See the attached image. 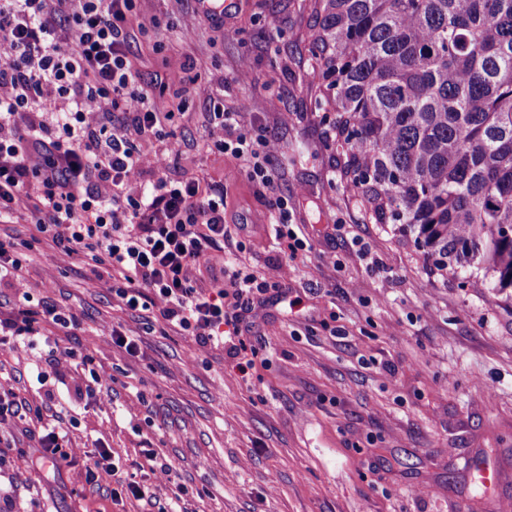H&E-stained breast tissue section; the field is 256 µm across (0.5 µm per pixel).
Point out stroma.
Masks as SVG:
<instances>
[{
	"label": "stroma",
	"instance_id": "1",
	"mask_svg": "<svg viewBox=\"0 0 512 512\" xmlns=\"http://www.w3.org/2000/svg\"><path fill=\"white\" fill-rule=\"evenodd\" d=\"M223 28L194 0H136L140 27L128 53L138 85L170 115L142 152L169 143L179 171L227 189L230 238L214 268L272 274L291 267L288 294L255 299L242 314L254 365L240 373L228 348L132 310L104 270L96 286L83 259L52 260L32 218L0 223L22 275L40 284L32 308L81 316L67 336L40 321L24 344L0 347L23 421L0 437V512H492L512 506V300L461 274L436 279L412 240L366 217L341 180L333 113L324 111L302 55L312 21L297 0H239ZM190 57L194 69L172 67ZM249 59L240 78L241 59ZM245 128L275 140L279 193L307 243L287 259L269 222L270 195L244 163L206 145L211 99ZM287 122H280V114ZM121 329L131 356L113 345ZM73 351L64 375L41 379L50 352ZM111 374L98 400L91 371ZM62 426L79 447L112 451L119 478L145 496L116 497L88 482V459L44 469L28 437ZM153 449L148 460L145 449ZM170 464L158 482L153 461ZM496 471L492 494L478 469Z\"/></svg>",
	"mask_w": 512,
	"mask_h": 512
}]
</instances>
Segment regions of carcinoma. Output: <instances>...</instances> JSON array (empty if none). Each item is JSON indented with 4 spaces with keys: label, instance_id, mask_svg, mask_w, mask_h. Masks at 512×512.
I'll use <instances>...</instances> for the list:
<instances>
[{
    "label": "carcinoma",
    "instance_id": "carcinoma-1",
    "mask_svg": "<svg viewBox=\"0 0 512 512\" xmlns=\"http://www.w3.org/2000/svg\"><path fill=\"white\" fill-rule=\"evenodd\" d=\"M311 81L369 219L512 299V0H302Z\"/></svg>",
    "mask_w": 512,
    "mask_h": 512
}]
</instances>
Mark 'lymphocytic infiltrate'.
Returning a JSON list of instances; mask_svg holds the SVG:
<instances>
[{
  "mask_svg": "<svg viewBox=\"0 0 512 512\" xmlns=\"http://www.w3.org/2000/svg\"><path fill=\"white\" fill-rule=\"evenodd\" d=\"M137 25L134 0H0V221L31 215L51 236L53 259L82 257L110 268L128 308L152 311L204 348L232 338L238 355L247 349L241 311L254 295L281 289L286 272L261 279L235 272L213 287L194 286V270L224 249L227 201L223 187L198 178H162L145 188L144 167L168 169L173 151L145 154L111 132L120 116L141 134L163 119L154 93L138 87L128 56ZM214 117L211 148L246 161L249 178L273 196L271 220L284 251H302L270 165L276 142L243 128L238 113L221 107ZM6 276L21 304L0 319L1 344L21 339L41 317L67 332L79 329L75 314L31 308L35 286L20 274L13 245L0 240V278ZM29 436L46 465L88 458L98 484L115 471L110 449L86 453L55 429Z\"/></svg>",
  "mask_w": 512,
  "mask_h": 512,
  "instance_id": "f902f5d3",
  "label": "lymphocytic infiltrate"
}]
</instances>
